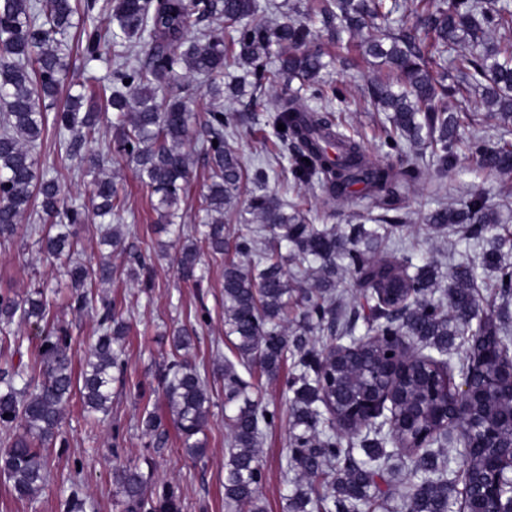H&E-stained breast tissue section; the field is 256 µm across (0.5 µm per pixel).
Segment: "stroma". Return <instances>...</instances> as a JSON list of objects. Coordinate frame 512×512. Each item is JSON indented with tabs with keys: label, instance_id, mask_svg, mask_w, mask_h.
Here are the masks:
<instances>
[{
	"label": "stroma",
	"instance_id": "obj_1",
	"mask_svg": "<svg viewBox=\"0 0 512 512\" xmlns=\"http://www.w3.org/2000/svg\"><path fill=\"white\" fill-rule=\"evenodd\" d=\"M82 14H75L74 26L65 36L71 53L69 80L75 84L105 85L110 70L107 60L86 61L79 41L78 27ZM314 43L325 53L330 66L325 80L338 85L344 98L335 102L332 110L346 127L358 134L370 155H386L382 144L381 126L384 113L375 111L364 95L368 80L385 77V70L368 64L358 39L344 38L335 42L322 24H314ZM187 91L192 94L197 113L212 107L232 113L239 122L228 143L239 155L244 167L266 168L268 191L277 193L285 205L303 203L316 227L346 225L352 219L351 206L324 201L319 184H293L288 172L291 146L280 148L279 155L266 153L263 138L274 132V116L281 96L288 87L262 91L263 107L251 111L249 97L224 100L212 104L205 95L204 80H194ZM112 115L101 112L100 131L95 139L85 141L79 157H72L61 146L55 133H48L38 156L42 169L57 175L66 201L88 202L92 174L80 166V157L96 155L105 158L104 170L112 174L119 195L124 201L121 222L125 240L122 249L112 250L101 244L97 232L99 220L88 217L73 225L78 241V257L89 269H97L102 261H111L117 272L107 282L90 288L88 307L79 309L71 302V290L63 267L49 263L40 252L36 239L27 228L38 223L36 210L25 212L16 235L0 240V293L25 297L41 290L50 311V321L68 328L71 335L70 355L73 367H81L98 335V313L103 304L113 305L128 325L124 339L126 373L123 380L112 385V405L108 414L88 416L79 397L65 405L63 443L48 450L51 476L48 485L30 499H18L9 481L0 477V512H64V501L73 480H80L88 501L86 512H122L121 489L114 477L116 467L133 463L140 467L148 485L165 483L177 486L181 494L182 512H236L224 500V461L230 447V427L224 410V379L220 368L233 358L231 340L224 334V259L203 256L199 271L200 283L184 281L176 272L174 258L181 243L161 232L158 215L146 192L134 177L130 167L110 164L115 152L112 140ZM208 169L202 156L192 158V176L179 208L184 215V233L198 239V209L206 191ZM441 193L431 185L414 186L405 192V207L410 219L402 231L403 237L414 242V263L438 260L440 280H447L452 264L476 261L481 248L476 241L461 234L439 233L425 223V216L439 203H452L464 198L467 190H482L491 201L512 197V175L494 176L481 171L469 157L459 158L443 178ZM148 255L151 265L150 287L141 280L130 278L128 272L136 266L139 255ZM209 313L201 321V313ZM186 326L196 329L197 336L184 356L205 372L213 406L206 430L207 453L194 459L183 451L182 440L167 408L161 385L166 364L174 349L172 331ZM293 371L292 362H285L279 380L270 381L259 371H252L247 380L256 396L268 409L277 412L274 425L265 428L260 446L264 473L261 486L267 512H285L287 499L301 482L297 472L288 471L290 455L292 394L285 380ZM155 416L159 436L146 434L141 426L145 416Z\"/></svg>",
	"mask_w": 512,
	"mask_h": 512
}]
</instances>
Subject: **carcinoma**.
<instances>
[{
    "label": "carcinoma",
    "instance_id": "carcinoma-1",
    "mask_svg": "<svg viewBox=\"0 0 512 512\" xmlns=\"http://www.w3.org/2000/svg\"><path fill=\"white\" fill-rule=\"evenodd\" d=\"M111 22L115 28L92 23V0H85L83 14L84 56L100 57L101 47L111 50L107 77L111 88L117 163L125 162L141 184L156 198L155 211L174 230L179 215L177 204L186 191L191 172V155L186 144L198 146L210 169V184L201 201L205 239L214 254H224V214L238 197L242 182L239 156L224 141V130L234 126L233 117L211 110L195 115L192 97L174 95L158 99L165 85L197 76L208 79L207 92L213 99L275 87L283 78L299 79L312 90L323 111L306 106L302 97L291 94L281 99L275 123L280 144L291 143L295 151L289 172L294 183L318 178L326 190V201L342 202L362 209V223L346 228L318 229L310 224L301 207L286 210L281 201L266 192L250 197L240 214L242 228L234 242L239 260L224 262V331L235 337L237 362L224 361V404L236 405L229 416L231 448L224 463V498L238 512H265L260 497L263 471L259 458L261 426H270L276 413L248 394L250 388L237 367L256 368L270 380L280 376L288 355L298 357L299 373L287 381L292 398V438L289 467L313 480L326 476L323 489L313 483L299 488L288 499L287 512H374L377 501L390 496L383 489L393 453L387 443L398 435L406 447L398 453L412 464L411 481L402 499L405 512H479L482 502L468 494L458 499L453 470L448 458L431 448H416L412 428L436 430L443 426L442 403H437L420 423L411 420L406 406L399 407L391 424L366 428L367 435L354 442L335 433L320 436L317 426L321 409L335 404L338 416L346 415L348 394L372 386L363 371L371 372L392 362V347L384 336H408L415 341L409 371L397 383L398 396L412 398L431 377L448 398L455 383L444 368V355L458 336L466 337V355L460 367L473 368V383L481 371L499 375L512 361L498 356L488 361L483 350L490 339L484 318L494 322L492 335L499 343L512 342V226L501 223L500 211L484 192L470 190L459 207L440 205L425 217L440 228L458 227L478 241L494 230L491 247L482 252L481 265L493 277L502 304H483L475 293L476 267H455L448 288L439 287L434 261L412 263L390 245L393 230L408 222L403 210L402 189L426 178L433 167L442 176L460 151H468L477 163L495 175H512V0H415V7L402 16L396 28L381 30L376 21L399 12L398 0H319L317 15L332 33L360 37L364 55L389 71L391 79H373L368 86L371 102L386 112L384 144L395 151L397 160L370 159L360 142L344 133L326 109L342 96V90L323 80L327 67L324 53L312 45V28L298 17L268 25L256 23L258 0H111ZM77 7L72 0H0V238H12L20 216L32 199L41 197L40 207L48 226L29 227L39 235L46 258L67 261L66 272L76 301L85 306L83 289L88 280L107 281L112 263L91 271L74 258L76 249L66 225L83 220L85 208L69 206L56 178L41 174L35 150L47 125L57 135H69L67 151L75 154L78 143L98 132V115L92 107L97 91L87 86L68 97L63 109L48 120V110L58 87L67 79L69 55L58 35L73 26ZM218 16L234 26L231 46L238 56L228 54L224 37L217 29L193 40L189 31L199 22ZM149 37L150 51L136 64L128 61L125 42ZM284 47L274 65H267L272 43ZM458 73L457 84L437 80L432 69L442 66L444 55ZM242 74L224 81L233 66ZM129 84H124V81ZM479 92L490 117L498 121L497 134L487 136L486 118L477 112L447 111L435 105L444 97L466 100ZM473 133L462 137L461 127ZM431 149L430 161L422 165L421 150ZM104 160L91 158L94 176L93 213L101 218L120 216L123 211L115 182L100 173ZM299 259L319 264V288L305 289L303 325L288 326L293 293L285 265ZM201 261L195 243L182 245L178 268L187 279L198 281ZM356 276L363 290V313L336 302L326 293L338 271ZM37 325L46 317L43 293L24 298L0 294V323L14 317ZM363 321L364 335L357 334ZM97 336L85 368L76 374L71 365V338L64 329H54L42 339V379L30 375L23 360L0 375V472L12 483L20 499H28L48 482L45 449L62 435L65 402L79 389L88 414H105L112 404V383L123 378L126 327L109 306L99 317ZM327 331L332 345L341 350L328 362L329 375L320 371L326 351L311 346L305 332ZM163 392L170 415L180 431L184 451L196 458L206 455L203 439L208 427L211 400L207 383L188 360L175 356L163 379ZM476 412L508 429L512 410L495 395L477 399ZM462 466L480 472L484 458L462 450ZM122 489L124 512H181L178 491L169 484L147 490L135 466L117 474ZM81 484H71L67 512H83Z\"/></svg>",
    "mask_w": 512,
    "mask_h": 512
}]
</instances>
